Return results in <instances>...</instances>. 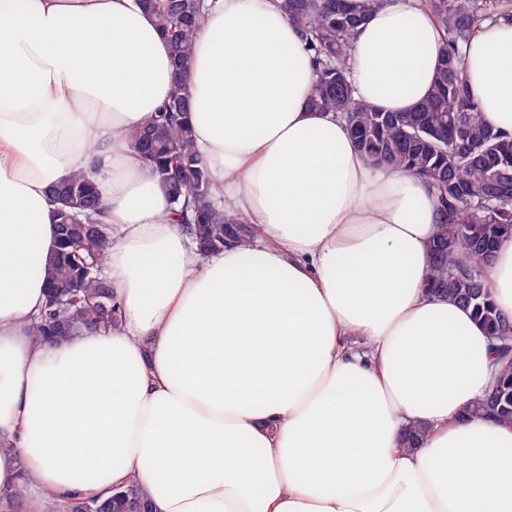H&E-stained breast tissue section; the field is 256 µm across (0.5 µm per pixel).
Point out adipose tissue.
Returning <instances> with one entry per match:
<instances>
[{
  "instance_id": "obj_1",
  "label": "adipose tissue",
  "mask_w": 512,
  "mask_h": 512,
  "mask_svg": "<svg viewBox=\"0 0 512 512\" xmlns=\"http://www.w3.org/2000/svg\"><path fill=\"white\" fill-rule=\"evenodd\" d=\"M282 0H205L183 79L196 149L247 244L201 253L128 135L167 101V42L137 0H0V512L135 483L151 512H512V424L469 416L493 340L432 291L437 190L375 166L312 111ZM347 0L357 100L427 98L443 31L420 0ZM512 136V21L465 54ZM93 171L112 329L32 330L57 249L52 186ZM512 321V238L483 268ZM418 428L415 446L406 435Z\"/></svg>"
}]
</instances>
